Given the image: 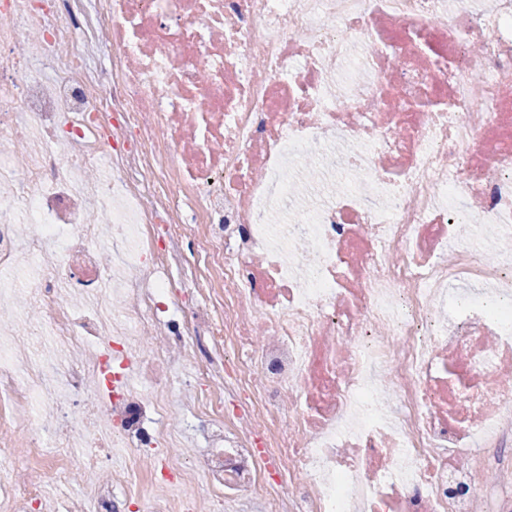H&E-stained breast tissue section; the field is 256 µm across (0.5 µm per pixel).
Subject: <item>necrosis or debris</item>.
Segmentation results:
<instances>
[{
    "mask_svg": "<svg viewBox=\"0 0 512 512\" xmlns=\"http://www.w3.org/2000/svg\"><path fill=\"white\" fill-rule=\"evenodd\" d=\"M0 137V268L15 225L61 242L33 333L98 349L0 342L5 512H114L145 464L141 512H512V0H0ZM109 247L144 271L120 309ZM112 359L140 382L99 428ZM75 447L106 478L47 500Z\"/></svg>",
    "mask_w": 512,
    "mask_h": 512,
    "instance_id": "1",
    "label": "necrosis or debris"
}]
</instances>
